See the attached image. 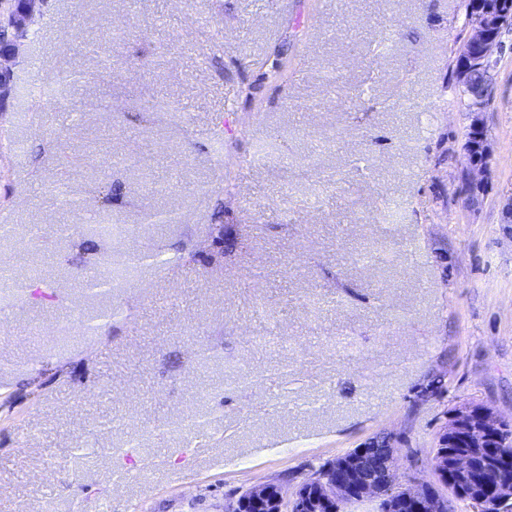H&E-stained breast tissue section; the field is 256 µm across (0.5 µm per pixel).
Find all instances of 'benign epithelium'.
Instances as JSON below:
<instances>
[{
  "label": "benign epithelium",
  "instance_id": "1",
  "mask_svg": "<svg viewBox=\"0 0 512 512\" xmlns=\"http://www.w3.org/2000/svg\"><path fill=\"white\" fill-rule=\"evenodd\" d=\"M47 0H0V21L13 31L10 47L0 51V98L9 94L13 72L6 62L16 54L24 39L29 18L41 12ZM469 33L465 38L466 52L459 66L461 77L472 69L497 60L502 45L497 32L502 26L500 14L476 3L467 19ZM491 106V95L483 89H474L468 97L472 112H484ZM472 149L483 156L489 154V144L479 118L472 122ZM506 422L492 408L478 404H462L451 413L440 436V443L454 449L443 452L433 460V469L440 476L448 493L442 494L424 480L399 476L397 449L381 448L374 443L344 455L319 476L303 482L287 494L280 484L255 486L237 501L233 512H342L351 502H377L382 512H453L455 495L468 497L474 512H486L485 489L472 483L470 472L476 453L491 447V441L500 437ZM497 508L512 507V474L502 468L497 484L492 489Z\"/></svg>",
  "mask_w": 512,
  "mask_h": 512
}]
</instances>
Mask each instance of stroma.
<instances>
[{
	"label": "stroma",
	"instance_id": "35a3bbf8",
	"mask_svg": "<svg viewBox=\"0 0 512 512\" xmlns=\"http://www.w3.org/2000/svg\"><path fill=\"white\" fill-rule=\"evenodd\" d=\"M323 8L37 17L0 105V512H226L379 434L427 480L456 406L512 422V32L466 192L464 0ZM36 58L72 78L38 103ZM112 199V188H110L108 185L103 186L102 190L99 192V198H98V206L96 209H86V208H78L79 214H85L89 216H93L97 219L96 223L98 225V229L100 234L102 235H109L112 234V225L111 224H101L99 222V217H101V214L105 211L106 207L111 203Z\"/></svg>",
	"mask_w": 512,
	"mask_h": 512
}]
</instances>
